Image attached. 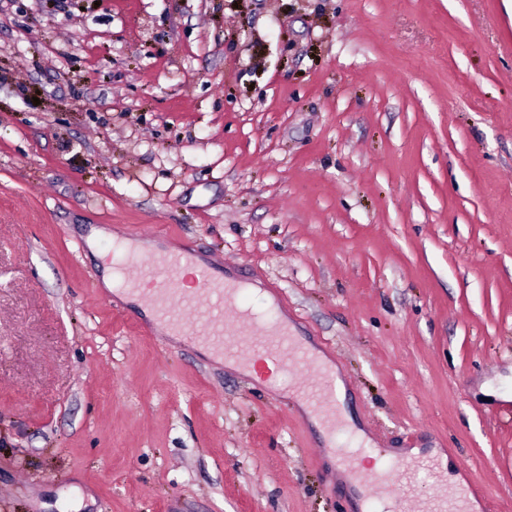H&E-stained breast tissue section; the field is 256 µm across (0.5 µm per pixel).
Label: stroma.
Masks as SVG:
<instances>
[{"mask_svg": "<svg viewBox=\"0 0 512 512\" xmlns=\"http://www.w3.org/2000/svg\"><path fill=\"white\" fill-rule=\"evenodd\" d=\"M137 230L512 512V0H0V512H360L302 373L102 287Z\"/></svg>", "mask_w": 512, "mask_h": 512, "instance_id": "obj_1", "label": "stroma"}]
</instances>
